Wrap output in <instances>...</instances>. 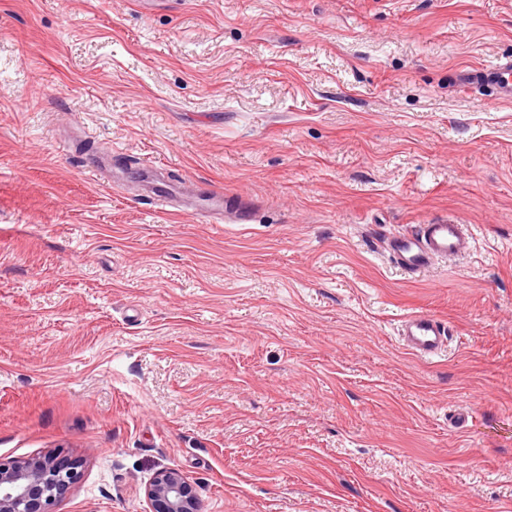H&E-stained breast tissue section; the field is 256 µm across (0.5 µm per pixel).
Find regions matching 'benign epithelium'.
Returning <instances> with one entry per match:
<instances>
[{
    "label": "benign epithelium",
    "mask_w": 512,
    "mask_h": 512,
    "mask_svg": "<svg viewBox=\"0 0 512 512\" xmlns=\"http://www.w3.org/2000/svg\"><path fill=\"white\" fill-rule=\"evenodd\" d=\"M76 476L75 464L52 453L0 462V512H54ZM145 497L151 512H201L191 485L174 469L157 471Z\"/></svg>",
    "instance_id": "1"
}]
</instances>
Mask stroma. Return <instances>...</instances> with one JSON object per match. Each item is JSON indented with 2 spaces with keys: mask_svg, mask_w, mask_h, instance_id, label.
Listing matches in <instances>:
<instances>
[{
  "mask_svg": "<svg viewBox=\"0 0 512 512\" xmlns=\"http://www.w3.org/2000/svg\"><path fill=\"white\" fill-rule=\"evenodd\" d=\"M499 58L512 0H0V461L75 462L55 512L163 468L201 512H512V102L452 86ZM448 218L470 255L394 268ZM399 336L416 356L433 359L448 346L446 326L429 314L415 313L400 321Z\"/></svg>",
  "mask_w": 512,
  "mask_h": 512,
  "instance_id": "obj_1",
  "label": "stroma"
}]
</instances>
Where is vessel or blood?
<instances>
[{
    "label": "vessel or blood",
    "instance_id": "1",
    "mask_svg": "<svg viewBox=\"0 0 512 512\" xmlns=\"http://www.w3.org/2000/svg\"><path fill=\"white\" fill-rule=\"evenodd\" d=\"M461 89L478 83L488 89L491 100L512 97V59L497 61L483 67L462 69L457 76ZM474 236L470 226L451 221L421 225L415 235H399L390 243L395 263L405 272L419 274L440 259L467 254ZM399 335L403 344L416 356L431 359L448 346L445 325L434 316L415 313L400 322Z\"/></svg>",
    "mask_w": 512,
    "mask_h": 512
}]
</instances>
